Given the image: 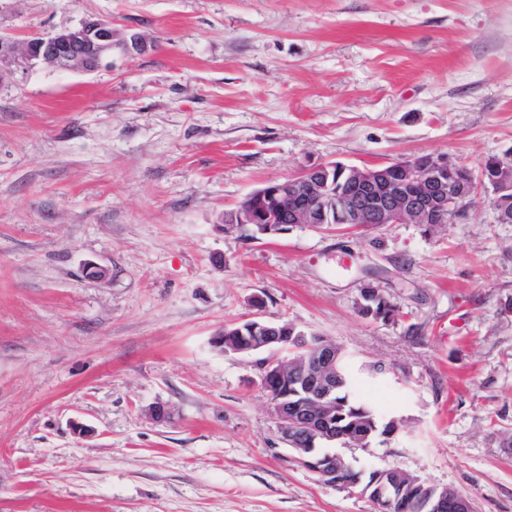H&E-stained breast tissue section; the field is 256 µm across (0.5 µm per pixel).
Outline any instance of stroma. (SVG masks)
I'll use <instances>...</instances> for the list:
<instances>
[{
	"instance_id": "35a3bbf8",
	"label": "stroma",
	"mask_w": 512,
	"mask_h": 512,
	"mask_svg": "<svg viewBox=\"0 0 512 512\" xmlns=\"http://www.w3.org/2000/svg\"><path fill=\"white\" fill-rule=\"evenodd\" d=\"M90 16L147 50L0 73V512H375L289 460L257 356L214 347L257 297L339 344L398 422L343 449L354 469L512 512V224L491 189L432 230L219 226L328 162L511 151L512 0H0V34ZM368 282L394 321L358 313Z\"/></svg>"
}]
</instances>
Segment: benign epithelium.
<instances>
[{"instance_id":"7a95c632","label":"benign epithelium","mask_w":512,"mask_h":512,"mask_svg":"<svg viewBox=\"0 0 512 512\" xmlns=\"http://www.w3.org/2000/svg\"><path fill=\"white\" fill-rule=\"evenodd\" d=\"M116 49L125 54L142 52L145 44L134 33L114 42L112 22L85 18L77 26L49 37L18 41L0 37V66L41 62L62 69L89 73ZM347 173L352 191L338 194L330 174ZM472 172L445 155H424L372 167L332 163L302 170L286 181H273L255 189L225 219L228 230L261 225L262 234H280L297 224H323L326 209H336L346 228L354 231L369 225L446 224L468 210L476 200ZM253 335L232 353L250 356L276 352L263 365L261 384L270 393L271 410L281 442L290 458L314 473L319 480L342 489L362 488L377 512H398L410 483L409 474L398 468L379 470L371 484L364 472L345 466L342 455L315 447L319 439L357 446L353 435L336 426V362L341 348L326 336L288 331L274 326L260 312L250 317ZM415 512H473L471 500L450 487L413 501Z\"/></svg>"}]
</instances>
